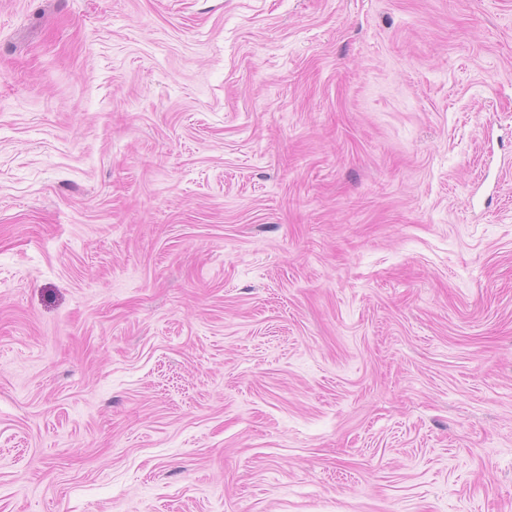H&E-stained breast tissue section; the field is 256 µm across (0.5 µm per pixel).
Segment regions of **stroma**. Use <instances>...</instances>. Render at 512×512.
<instances>
[{
  "label": "stroma",
  "mask_w": 512,
  "mask_h": 512,
  "mask_svg": "<svg viewBox=\"0 0 512 512\" xmlns=\"http://www.w3.org/2000/svg\"><path fill=\"white\" fill-rule=\"evenodd\" d=\"M0 512H512V0H0Z\"/></svg>",
  "instance_id": "obj_1"
}]
</instances>
